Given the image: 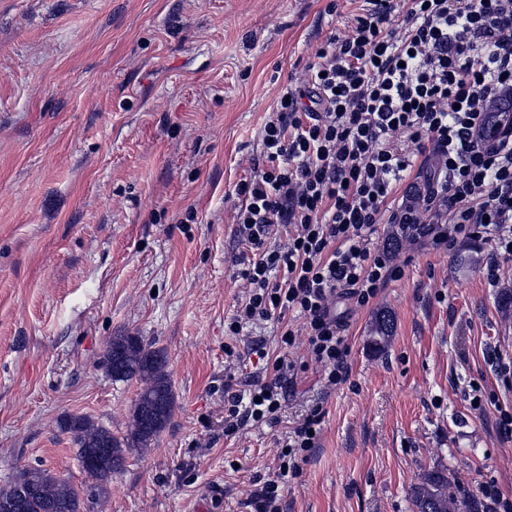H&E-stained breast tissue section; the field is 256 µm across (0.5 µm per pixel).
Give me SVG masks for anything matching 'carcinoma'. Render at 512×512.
I'll return each instance as SVG.
<instances>
[{
  "label": "carcinoma",
  "instance_id": "carcinoma-1",
  "mask_svg": "<svg viewBox=\"0 0 512 512\" xmlns=\"http://www.w3.org/2000/svg\"><path fill=\"white\" fill-rule=\"evenodd\" d=\"M392 332L386 314L377 317L374 345L384 346ZM112 364V378L136 381L140 391L134 403L126 434L117 438L112 432L83 416H66L60 421L63 432L71 435L78 448L80 466L86 483L96 494L105 493V484L122 468L126 455L150 447L165 428L174 408L167 356L162 349L143 342L138 336L118 334L111 337L104 351ZM13 494L19 502L15 512H83L80 492L42 468H27L16 477ZM416 512H489L465 487L453 484L442 470H430L411 488Z\"/></svg>",
  "mask_w": 512,
  "mask_h": 512
}]
</instances>
